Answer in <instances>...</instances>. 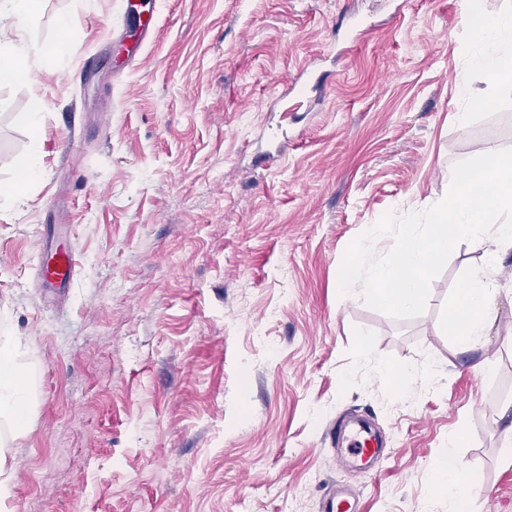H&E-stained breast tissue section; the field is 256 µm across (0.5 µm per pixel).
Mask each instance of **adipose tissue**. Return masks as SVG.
<instances>
[{"label": "adipose tissue", "instance_id": "adipose-tissue-1", "mask_svg": "<svg viewBox=\"0 0 512 512\" xmlns=\"http://www.w3.org/2000/svg\"><path fill=\"white\" fill-rule=\"evenodd\" d=\"M57 28L61 40L50 50L22 39L0 41V76L11 80L27 78L25 62L32 53L43 56L50 52L58 57L64 56L66 43L72 33L68 18H60ZM472 63L495 80L512 78V23L484 18L475 34ZM497 292L495 281L484 272L471 274L463 287L459 288L457 302L450 311L448 321L463 349L482 346L486 329L494 318ZM31 397L28 369L22 360L20 343L12 339L1 341L0 502L10 495L6 477L7 448L23 428ZM437 469L442 478V489L448 496L450 512H472L474 492L464 479L455 456L441 461Z\"/></svg>", "mask_w": 512, "mask_h": 512}]
</instances>
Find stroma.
<instances>
[{
    "label": "stroma",
    "instance_id": "1",
    "mask_svg": "<svg viewBox=\"0 0 512 512\" xmlns=\"http://www.w3.org/2000/svg\"><path fill=\"white\" fill-rule=\"evenodd\" d=\"M121 10L41 0L23 34L54 42L68 16L67 53L0 82V183L32 112L45 171L0 209V340H20L33 393L0 512H322L339 487L358 512H448L451 452L477 512H512V249L481 349L448 331L486 264L474 243L417 317L339 292L384 213L429 208L456 163L512 147V88L470 62L480 18L512 0H158L134 64ZM58 210L81 258L61 295L35 270ZM404 366L400 397L387 370ZM361 415L383 438L367 472L327 437Z\"/></svg>",
    "mask_w": 512,
    "mask_h": 512
}]
</instances>
